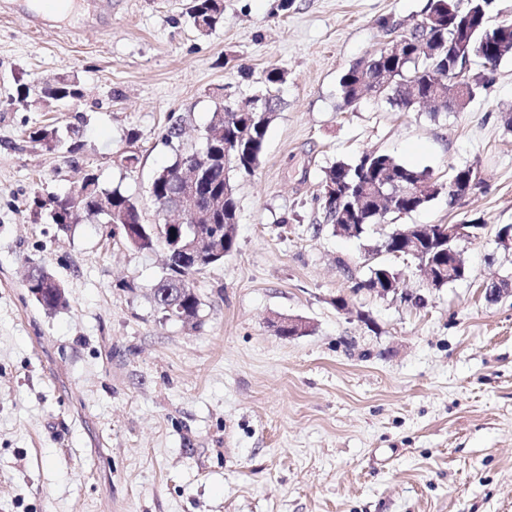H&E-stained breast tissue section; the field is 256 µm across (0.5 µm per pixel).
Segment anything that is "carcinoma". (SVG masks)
Returning a JSON list of instances; mask_svg holds the SVG:
<instances>
[{
  "mask_svg": "<svg viewBox=\"0 0 512 512\" xmlns=\"http://www.w3.org/2000/svg\"><path fill=\"white\" fill-rule=\"evenodd\" d=\"M492 0H470L469 7L448 15L450 0H429L425 14L428 23L416 24L399 39V53L380 49L363 62L349 67L340 78L343 106L355 108L366 95H385L391 105L407 109L410 99L416 96L431 97L438 110L448 111V96L455 93L456 77L468 80L469 99H474L483 85V76L469 74L465 65L479 62L496 66L502 59L512 56V23L497 29L488 23L487 10ZM189 22L201 34H207L224 23V0H190L186 12ZM285 78L283 70L273 67L264 76V90L246 98L230 100L216 109L209 123L213 131L210 154L198 152L196 147H186L180 142L179 124L168 127L166 142L172 145L175 159L161 169L154 179V203L159 211L179 189L168 178L195 154L207 159L210 165L206 178L197 190V204L205 209L218 201L220 210L213 213L209 223L226 228L224 255L236 248L237 201L232 190L226 189L233 172L252 175L260 164L265 136L279 103L278 85ZM79 99L78 85L61 77L42 88L38 102H73ZM29 138L48 149L65 145L56 127L39 128ZM67 146V145H65ZM79 149L77 143L67 146L69 153ZM87 189L85 215L103 216L107 223L122 226L141 223L136 202L119 188L105 189L93 173H85ZM385 181L398 188L402 186L418 190V195L396 194L390 201L391 214L395 217L408 215L433 201L441 185L426 169H419L399 162L394 157L377 152H365L353 162L339 161L325 171L321 186L341 185L346 195L323 205L325 223L339 228V234L359 238L370 224L378 223L374 208L376 201L372 191ZM38 209L47 210L50 223L69 232L76 223V216L67 212L54 196L44 200L33 198ZM173 237L166 224L155 225L148 244L137 246L139 250H152L158 243L167 245ZM434 266L437 275L433 288L440 290L461 280L466 265L456 242L443 239L421 244V256L415 264ZM210 267L203 262L194 270L170 259L163 275L154 285L153 298L159 310L171 320L189 322L198 317L199 299L195 291V275ZM174 302L173 311L165 310ZM67 304L64 291L46 288L42 292L41 305L54 310Z\"/></svg>",
  "mask_w": 512,
  "mask_h": 512,
  "instance_id": "1",
  "label": "carcinoma"
}]
</instances>
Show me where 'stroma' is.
I'll use <instances>...</instances> for the list:
<instances>
[{
	"mask_svg": "<svg viewBox=\"0 0 512 512\" xmlns=\"http://www.w3.org/2000/svg\"><path fill=\"white\" fill-rule=\"evenodd\" d=\"M75 2L40 25L28 0H0V512H512V296L482 290L512 272L495 238L512 224V57L460 112L372 95L345 110L340 77L388 41L381 21L410 28L428 0H224L206 35L188 0ZM273 66L280 107L255 174L234 179L236 249L197 275L196 320L154 303L163 250L100 217L61 233L33 206L90 169L164 222L149 186L173 158L171 119L200 144L225 97L254 94ZM62 76L77 105L18 103ZM42 125L78 128L77 156L31 141ZM367 151L481 176L404 218L483 223L459 244L467 278L436 290L380 257L423 305L353 292L379 225L356 239L322 224L325 170ZM32 265L65 307L37 303ZM288 317L311 332L279 336Z\"/></svg>",
	"mask_w": 512,
	"mask_h": 512,
	"instance_id": "35a3bbf8",
	"label": "stroma"
}]
</instances>
